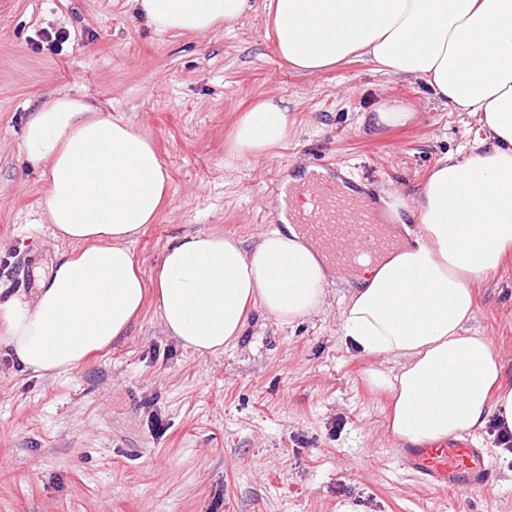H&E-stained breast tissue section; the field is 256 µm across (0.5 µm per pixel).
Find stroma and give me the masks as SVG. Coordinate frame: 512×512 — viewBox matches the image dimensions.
I'll return each instance as SVG.
<instances>
[{
  "label": "stroma",
  "mask_w": 512,
  "mask_h": 512,
  "mask_svg": "<svg viewBox=\"0 0 512 512\" xmlns=\"http://www.w3.org/2000/svg\"><path fill=\"white\" fill-rule=\"evenodd\" d=\"M60 29L69 40L47 49ZM62 93L130 121L169 174L164 208L131 245L147 278L188 233L257 242L280 225L288 177L309 168L345 173L417 230L411 198L481 129L423 81L364 60L295 71L261 10L196 35L156 32L128 0H0V289L28 301L69 245L52 234L21 135ZM270 97L288 101L287 140L225 167L238 118ZM390 105L411 119L368 121ZM356 276L333 272L322 311L292 324L251 311L216 355L167 336L150 303L129 336L61 376L18 368L0 345V512H512V456L495 428L476 436L496 465L486 488L437 492L401 470L388 397L364 380L396 363L341 333ZM475 293L469 329L491 341L512 384V258Z\"/></svg>",
  "instance_id": "1"
}]
</instances>
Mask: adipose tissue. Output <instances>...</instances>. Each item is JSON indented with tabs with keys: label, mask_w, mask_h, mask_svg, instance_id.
<instances>
[{
	"label": "adipose tissue",
	"mask_w": 512,
	"mask_h": 512,
	"mask_svg": "<svg viewBox=\"0 0 512 512\" xmlns=\"http://www.w3.org/2000/svg\"><path fill=\"white\" fill-rule=\"evenodd\" d=\"M129 2L160 33L207 34L260 7L297 71L364 59L478 117L483 135L469 153L444 156L424 182L418 232L388 257L362 261L341 332L357 350L397 362L367 375L391 394L396 438L476 434L493 420L512 430V385L490 341L467 330L475 285L512 252V0ZM290 124L286 99L256 103L235 127L226 165L281 144ZM21 140L41 167L54 235L73 249L40 280L34 302H0L1 340L20 367L74 369L127 335L149 300L166 333L202 355L236 342L249 308L284 324L322 310L331 268L290 223L250 247L217 232L184 235L144 279L130 244L156 221L169 176L131 123L63 94L31 113Z\"/></svg>",
	"instance_id": "ef3b65f1"
}]
</instances>
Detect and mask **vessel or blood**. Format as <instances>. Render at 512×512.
<instances>
[{
    "instance_id": "obj_1",
    "label": "vessel or blood",
    "mask_w": 512,
    "mask_h": 512,
    "mask_svg": "<svg viewBox=\"0 0 512 512\" xmlns=\"http://www.w3.org/2000/svg\"><path fill=\"white\" fill-rule=\"evenodd\" d=\"M305 207L291 210L292 223L331 255L337 268L376 257L390 245L377 214L361 198L312 181L303 188ZM403 470L432 490L462 492L487 484L493 474L487 451L466 434L445 440L404 446L399 456Z\"/></svg>"
}]
</instances>
